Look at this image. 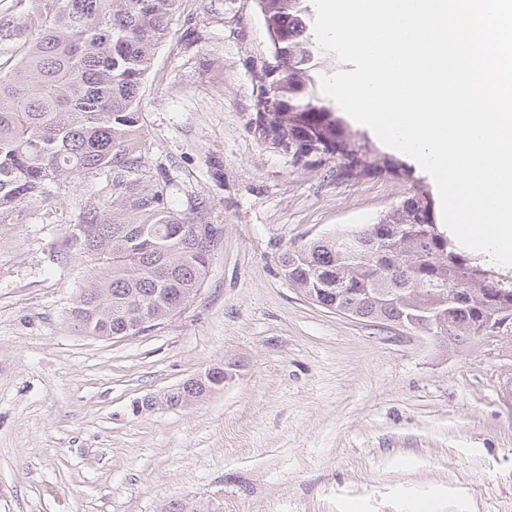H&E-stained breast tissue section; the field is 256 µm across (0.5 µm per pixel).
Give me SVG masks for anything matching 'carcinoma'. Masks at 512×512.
Listing matches in <instances>:
<instances>
[{
    "mask_svg": "<svg viewBox=\"0 0 512 512\" xmlns=\"http://www.w3.org/2000/svg\"><path fill=\"white\" fill-rule=\"evenodd\" d=\"M178 0H11L0 11V47L11 65L0 69V228L42 202L50 184L69 188L100 175L82 200L80 241L61 251L90 266L68 312L83 336L128 335L139 311L166 316L196 296L217 246L195 226L208 223L211 202L190 196L178 207L170 169L150 167L141 112L144 81L158 46L171 34ZM288 56L281 80L310 34L288 18ZM338 142L372 165L363 145ZM432 212L421 188L373 224L320 236L280 257L288 284L305 297L369 324L402 328L410 315L435 317L414 331L446 328L448 346L481 336L512 315V275L461 250L441 225L420 222ZM221 389L205 379L167 393L184 407ZM161 512H224L222 503L172 500Z\"/></svg>",
    "mask_w": 512,
    "mask_h": 512,
    "instance_id": "cac0c4a2",
    "label": "carcinoma"
}]
</instances>
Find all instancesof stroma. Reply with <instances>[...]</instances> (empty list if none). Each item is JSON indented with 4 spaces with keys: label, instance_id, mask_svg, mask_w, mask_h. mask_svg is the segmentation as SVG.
Segmentation results:
<instances>
[{
    "label": "stroma",
    "instance_id": "1",
    "mask_svg": "<svg viewBox=\"0 0 512 512\" xmlns=\"http://www.w3.org/2000/svg\"><path fill=\"white\" fill-rule=\"evenodd\" d=\"M142 90L150 165L172 199L210 201L220 250L191 305L128 339L77 335L66 312L89 268L61 236L99 181L48 187L0 232V512H512V337L442 347L366 325L284 279L290 245L370 224L432 178L320 90L343 64L316 51L322 124L371 160L339 177L335 149L295 154L260 130L255 74L275 66L255 0H179ZM223 389L144 408L206 367ZM224 504L217 502H188L171 500L161 512H224Z\"/></svg>",
    "mask_w": 512,
    "mask_h": 512
}]
</instances>
